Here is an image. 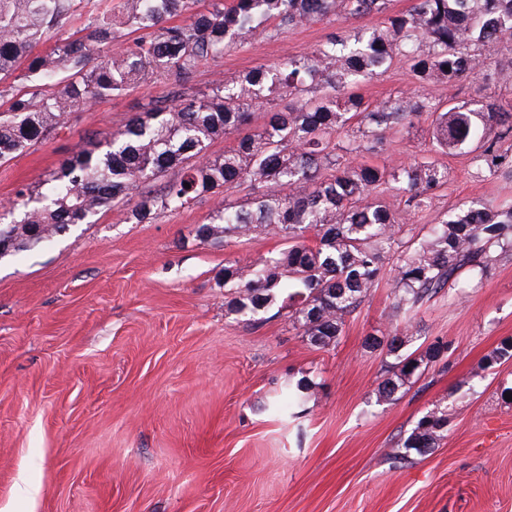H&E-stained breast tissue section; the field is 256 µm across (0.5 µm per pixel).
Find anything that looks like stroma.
<instances>
[{"mask_svg": "<svg viewBox=\"0 0 512 512\" xmlns=\"http://www.w3.org/2000/svg\"><path fill=\"white\" fill-rule=\"evenodd\" d=\"M336 27L270 31L202 60L184 90L201 95L308 53ZM170 88L161 79L94 102L0 163V206ZM423 91L440 103H510L512 68L491 58L476 76L424 87L398 64L360 88L371 104ZM416 158L447 166L448 182L403 239L473 200L512 204V179L476 177L475 152L432 150L423 117L359 160ZM214 206L206 196L149 224L111 206L0 259V512H512V405L500 399L512 360L484 366L512 337V255L482 287L442 291L408 328L395 317L385 261L338 342L319 349L287 312L269 310L260 324L225 313V262L286 242L272 232L201 241L195 229ZM403 331L409 351L438 339L449 349L399 400L381 403L392 359L364 340ZM304 377L313 385L301 405L282 407ZM436 405L448 409L438 448L395 461L399 440Z\"/></svg>", "mask_w": 512, "mask_h": 512, "instance_id": "1", "label": "stroma"}]
</instances>
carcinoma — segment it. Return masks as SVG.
I'll list each match as a JSON object with an SVG mask.
<instances>
[{
    "mask_svg": "<svg viewBox=\"0 0 512 512\" xmlns=\"http://www.w3.org/2000/svg\"><path fill=\"white\" fill-rule=\"evenodd\" d=\"M84 0H0V79L25 68L28 88L0 90V162H8L79 110L152 79L174 90L130 118L124 129L63 160L39 191L23 187L13 206L19 220L0 224V244L16 253L89 224L110 205L126 207L130 224H147L165 210L219 197L196 236L221 243L257 230L284 234L288 246L256 261L224 264L225 312L263 321L286 302L288 318L309 344L325 348L342 336L346 318L373 288L385 259L396 260L393 309L409 321L414 312L462 271L477 288L512 252V206L466 205L445 215L417 238H399L403 214L372 199L383 185L407 196L416 209L448 182V168L414 160L400 167L358 164L355 158L384 144L423 114L432 117L437 150H481L484 173H512L497 143L512 135V103L479 101L441 107L426 94H402L369 105L355 91L362 81L403 63L422 85L467 78L480 71L482 53L512 40V0H413L405 12H387L388 0H231L205 11L196 0H119L94 6L80 35L51 39ZM186 15L183 23L168 20ZM378 17L374 27H338L312 52L276 65H259L211 92L190 96L179 86L207 57L256 38L276 24L288 30L330 17ZM146 35L126 43V38ZM289 96L285 111L266 113L264 123L224 154L212 142L250 124L255 111ZM499 129L498 135L489 132ZM178 176L157 192L140 188ZM250 197L231 201L241 185ZM407 336L368 338L386 346L394 371L378 385L379 401L391 402L443 360L448 343L437 339L416 356ZM512 359V337L485 356L491 368ZM448 425V411L434 407L418 419L394 458L434 452Z\"/></svg>",
    "mask_w": 512,
    "mask_h": 512,
    "instance_id": "cac0c4a2",
    "label": "carcinoma"
}]
</instances>
